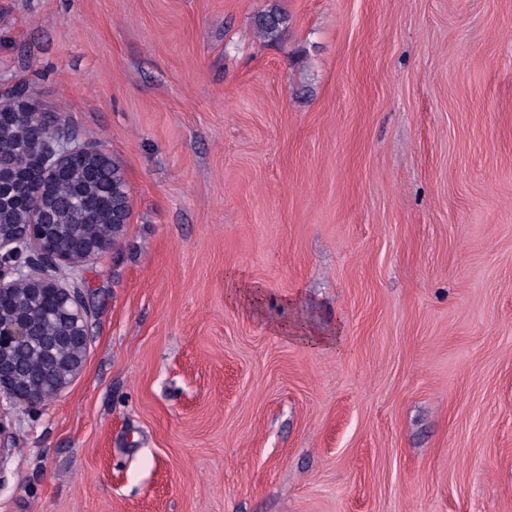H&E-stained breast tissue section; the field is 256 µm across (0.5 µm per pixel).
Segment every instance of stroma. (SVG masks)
Returning a JSON list of instances; mask_svg holds the SVG:
<instances>
[{"label": "stroma", "instance_id": "stroma-1", "mask_svg": "<svg viewBox=\"0 0 512 512\" xmlns=\"http://www.w3.org/2000/svg\"><path fill=\"white\" fill-rule=\"evenodd\" d=\"M0 80L131 196L0 512H512V0H0Z\"/></svg>", "mask_w": 512, "mask_h": 512}]
</instances>
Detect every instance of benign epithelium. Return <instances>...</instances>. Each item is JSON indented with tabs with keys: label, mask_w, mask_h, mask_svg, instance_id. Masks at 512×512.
I'll return each mask as SVG.
<instances>
[{
	"label": "benign epithelium",
	"mask_w": 512,
	"mask_h": 512,
	"mask_svg": "<svg viewBox=\"0 0 512 512\" xmlns=\"http://www.w3.org/2000/svg\"><path fill=\"white\" fill-rule=\"evenodd\" d=\"M26 83H0V112L33 133L37 145L14 152L0 144V197H12L21 223L0 224V411L29 408L61 392L81 372L90 313L61 264L72 268L115 248L130 213V192L121 166L101 148L63 131L56 112L39 109ZM77 156L89 160L93 177L106 168L114 177L111 222L89 224L76 242L55 224L50 189L69 176ZM57 322L46 333L42 323Z\"/></svg>",
	"instance_id": "1"
}]
</instances>
